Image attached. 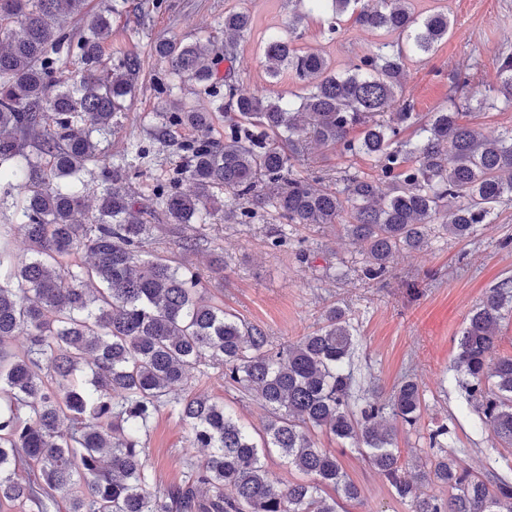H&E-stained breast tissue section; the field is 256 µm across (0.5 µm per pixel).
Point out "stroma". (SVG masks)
<instances>
[{
	"instance_id": "35a3bbf8",
	"label": "stroma",
	"mask_w": 512,
	"mask_h": 512,
	"mask_svg": "<svg viewBox=\"0 0 512 512\" xmlns=\"http://www.w3.org/2000/svg\"><path fill=\"white\" fill-rule=\"evenodd\" d=\"M415 13L447 11L451 28L433 54L425 60L403 61L402 95L416 112L427 114L447 103L454 82H465L467 91H481L496 76V63L512 37V0H413ZM111 11L112 31L104 44L105 61L127 53L143 61L135 97L122 119L123 127L106 148L122 151L127 132L144 134L164 100L153 88L158 62L151 54L154 40L166 37L193 43L214 33L219 17L227 11H249L253 29L239 45L245 71V92L266 96L286 95L299 89L291 72L270 79L265 70L264 39L283 33L288 20L287 0H87L72 26L82 29L99 13ZM299 45L324 54L335 70L350 68L359 57L374 50L385 34L344 19L336 33H329L326 17L315 13L304 22ZM307 173H335L353 168L372 173L363 156L346 157L338 147H317L310 152ZM280 220L268 210L250 224H220L215 229L224 250V285L212 289L225 311L266 332L271 341L289 344L314 330L332 305L345 308L358 330L354 363L362 384L389 398L404 378L416 381L424 402L417 425H397L395 446L404 463L429 454L428 435L447 426L448 448L464 467L481 473L488 449L496 447L492 434H478L463 392L455 385L451 367L464 321L485 293L503 280L512 279V203L499 207L492 223L480 225L468 239L445 235L432 237L428 249L396 256L382 281H370L361 272V249L344 235L340 225L288 230L283 246L270 244V233ZM345 266L347 275L334 271ZM415 282L408 292L406 282ZM187 388L224 401L252 432H261L267 412L251 395L225 386L217 370L208 377L192 373ZM318 447L335 454L350 480L358 487L357 499H339L336 512H410L390 484L354 449L326 431H315ZM202 449L191 447L188 430L174 414L161 411L152 419L146 438V459L158 487L179 484L189 462L200 460Z\"/></svg>"
}]
</instances>
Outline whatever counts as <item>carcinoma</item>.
<instances>
[{
	"label": "carcinoma",
	"instance_id": "1",
	"mask_svg": "<svg viewBox=\"0 0 512 512\" xmlns=\"http://www.w3.org/2000/svg\"><path fill=\"white\" fill-rule=\"evenodd\" d=\"M85 4L0 0V509L55 512L63 493L67 512H336L323 488L347 499L358 489L336 455L317 447L312 431L321 429L358 449L410 512H512V479L492 453L482 477L452 451L408 477L396 428L383 419L416 425L423 393L406 379L384 402L359 384L358 333L342 307L276 347L212 302L224 256L206 233L219 213L250 224L266 208L288 226L342 220L346 235L364 244L362 273L371 281L386 277L395 254L426 249L433 224L451 238L470 237L512 202V129L488 137L467 120L500 100L512 105V53L501 54L489 93L462 103L452 96L423 118L398 96L402 59L426 57L448 37V13L420 18L410 0H288V35L269 36L264 58L271 77L287 69L303 84L295 105L242 90L233 62L252 18L226 12L222 45L215 37L152 45L164 64L160 90L169 96L174 81L193 82L194 94L224 111V137L213 135V113L174 107L156 113L149 138L131 135L121 153L107 155L100 143L122 127L142 60L128 54L103 65L110 17L70 27ZM305 5L396 39L332 74L323 55L294 46ZM64 57L78 64L72 78L59 72ZM223 62L230 66L220 76ZM182 128L192 136L178 139ZM313 142L367 157L377 175L345 170L335 187H316L325 178L300 171ZM162 151L177 162L142 202L129 190L130 173L153 168ZM89 170L100 188L84 179ZM149 211L171 225L182 250L211 246L207 269L168 257ZM18 233L25 257L13 247ZM511 315L512 280L469 312L453 365L474 427L509 446L512 356L495 349ZM202 366L262 402L263 434L254 437L222 401L178 392ZM162 410L188 427L192 447L206 450L181 483L163 490L144 440ZM273 450L304 479L276 489L265 464ZM426 483L448 486V499L423 491Z\"/></svg>",
	"mask_w": 512,
	"mask_h": 512
}]
</instances>
